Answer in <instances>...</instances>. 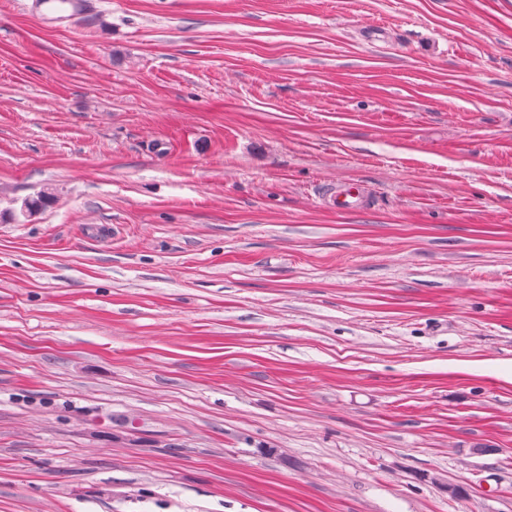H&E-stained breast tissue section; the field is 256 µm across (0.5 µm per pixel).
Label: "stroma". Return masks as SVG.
Listing matches in <instances>:
<instances>
[{
	"instance_id": "1",
	"label": "stroma",
	"mask_w": 512,
	"mask_h": 512,
	"mask_svg": "<svg viewBox=\"0 0 512 512\" xmlns=\"http://www.w3.org/2000/svg\"><path fill=\"white\" fill-rule=\"evenodd\" d=\"M0 512H512V0H0ZM93 4L94 0H32L31 5L24 4V8L40 21L70 22ZM364 189L358 185H347L336 191L333 205L341 212H356L364 209Z\"/></svg>"
}]
</instances>
